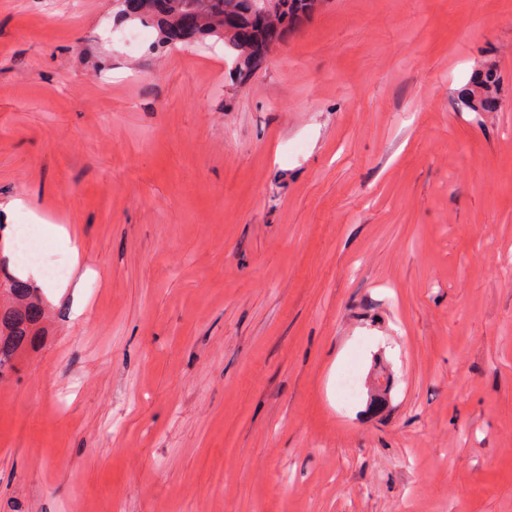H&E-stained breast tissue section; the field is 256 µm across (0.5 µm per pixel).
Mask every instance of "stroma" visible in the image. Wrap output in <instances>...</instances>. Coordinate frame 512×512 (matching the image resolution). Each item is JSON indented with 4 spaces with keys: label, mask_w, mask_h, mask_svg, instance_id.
<instances>
[{
    "label": "stroma",
    "mask_w": 512,
    "mask_h": 512,
    "mask_svg": "<svg viewBox=\"0 0 512 512\" xmlns=\"http://www.w3.org/2000/svg\"><path fill=\"white\" fill-rule=\"evenodd\" d=\"M126 28L0 0V222L77 246L0 512H512V0H324L243 82ZM473 88L464 89L458 96L457 108L466 112H484L490 109H496L503 105V101L497 96L492 95V90L496 87V80L493 72H487L482 78L473 82ZM481 91V93L477 92Z\"/></svg>",
    "instance_id": "obj_1"
}]
</instances>
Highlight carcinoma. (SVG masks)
Here are the masks:
<instances>
[{"label":"carcinoma","mask_w":512,"mask_h":512,"mask_svg":"<svg viewBox=\"0 0 512 512\" xmlns=\"http://www.w3.org/2000/svg\"><path fill=\"white\" fill-rule=\"evenodd\" d=\"M139 14L137 21L157 27L160 39L172 43L171 32L179 24L183 12L195 13V35L214 37L224 42V50L240 62L244 71L253 67L257 60L250 52V40H260L268 45L278 39L288 27L308 18L319 0H274L270 21L255 30L251 38L243 35L249 28L252 5L260 0H172L169 12L158 17L154 0H136ZM496 87L491 72L477 79L473 87L464 89L458 96L457 108L466 112H484L503 105L492 95ZM6 260L0 258V294L8 295L10 302L0 305V380L16 372L19 353L37 344L42 336L41 323L45 318L43 300L34 281L1 270Z\"/></svg>","instance_id":"cac0c4a2"}]
</instances>
